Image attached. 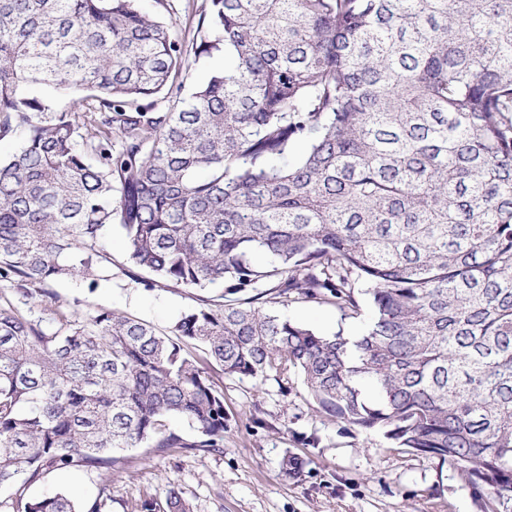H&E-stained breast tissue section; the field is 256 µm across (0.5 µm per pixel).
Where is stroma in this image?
Segmentation results:
<instances>
[{"mask_svg": "<svg viewBox=\"0 0 512 512\" xmlns=\"http://www.w3.org/2000/svg\"><path fill=\"white\" fill-rule=\"evenodd\" d=\"M205 0H173L164 10L155 0H140L143 10L173 22L178 35L192 41ZM103 247L111 259L97 290L80 282L49 285V297L28 309L31 318L71 316L105 309L149 322L167 331L180 312L199 300L216 298V288H146L126 262V245L116 234ZM361 314L344 315L332 304L294 303L282 316L323 334L361 333L372 316L366 295ZM224 389V449L149 448L121 451L122 465L112 473V512H138L141 501L164 502L170 485H178L194 512H478L471 487L451 466L419 452L389 447L382 433L341 423L321 414L302 379L248 378L214 371ZM307 459L301 478L283 476L284 455ZM96 473L54 471L30 486L28 497L59 491L90 503L96 497Z\"/></svg>", "mask_w": 512, "mask_h": 512, "instance_id": "obj_1", "label": "stroma"}]
</instances>
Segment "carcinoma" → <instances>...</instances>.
<instances>
[{
	"mask_svg": "<svg viewBox=\"0 0 512 512\" xmlns=\"http://www.w3.org/2000/svg\"><path fill=\"white\" fill-rule=\"evenodd\" d=\"M214 55L224 67L183 92ZM70 90L87 95L57 109ZM14 136L0 300L95 290L114 229L145 287L223 293L167 333L107 310L46 326L0 303L13 512H108L118 450L224 447L213 365L297 373L325 414L449 464L481 512H512V0H206L189 47L138 0H0ZM358 285L374 313L357 338L259 303L356 315ZM71 468L100 478L90 507L26 496ZM140 512L193 506L173 485Z\"/></svg>",
	"mask_w": 512,
	"mask_h": 512,
	"instance_id": "obj_1",
	"label": "carcinoma"
}]
</instances>
